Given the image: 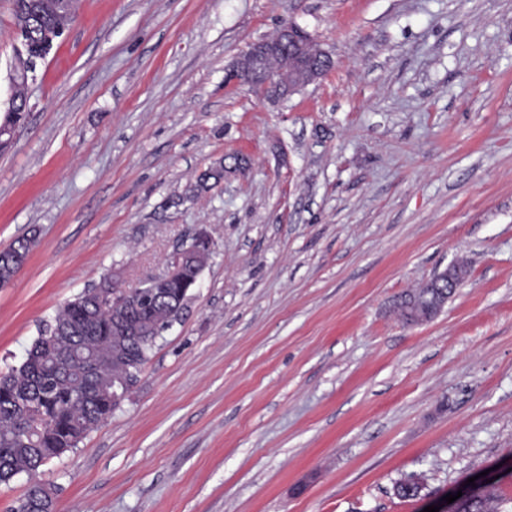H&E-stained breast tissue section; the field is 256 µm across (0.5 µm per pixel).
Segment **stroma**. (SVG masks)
<instances>
[{"mask_svg":"<svg viewBox=\"0 0 512 512\" xmlns=\"http://www.w3.org/2000/svg\"><path fill=\"white\" fill-rule=\"evenodd\" d=\"M328 74L273 101L226 68L282 22ZM17 45L0 0V100ZM0 152V373L43 320L206 233L181 321L112 417L32 482L59 512H423L512 497V0H78ZM250 160L207 192L198 175ZM451 265L442 311L397 299ZM424 476L420 498L394 484ZM36 245V234H25L16 238L8 249L0 251V285L8 282L10 268L6 267L7 261L15 259L16 254L28 256L33 247ZM1 279L3 284H1ZM465 275L457 266L452 265L442 272L437 273L428 283V288H442L441 283L447 285L448 291L454 294L461 287ZM425 283V284H426ZM424 284V285H425ZM460 498L453 503H446L443 508L439 509V512H455V507L456 512L512 511V498H506L502 494L498 480H492L491 483L479 485L471 494L464 496L458 502Z\"/></svg>","mask_w":512,"mask_h":512,"instance_id":"1","label":"stroma"}]
</instances>
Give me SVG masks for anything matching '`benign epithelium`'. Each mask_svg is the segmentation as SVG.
Masks as SVG:
<instances>
[{"instance_id": "obj_1", "label": "benign epithelium", "mask_w": 512, "mask_h": 512, "mask_svg": "<svg viewBox=\"0 0 512 512\" xmlns=\"http://www.w3.org/2000/svg\"><path fill=\"white\" fill-rule=\"evenodd\" d=\"M324 54L325 51L313 43L311 36L302 27L293 22H285L274 37L251 43L236 57L227 68L225 83L233 88L244 85L252 87L258 83L270 96L286 99L325 75L326 70L316 65L317 58ZM45 56L44 51L32 48L23 38L19 39L10 77L11 93L6 102L0 105V112L16 110L19 91L28 89L29 82L35 78L38 63ZM207 241L209 238L200 234L196 245L176 250L167 260L165 270L144 281L142 287H162L169 283L184 281L189 282L194 288L198 287L200 275L206 265L199 244ZM464 278V273L452 265L437 273L428 282V287L438 288L444 283L448 290L454 293L461 287ZM442 307L441 303L423 306L415 298L409 304V323L427 322Z\"/></svg>"}]
</instances>
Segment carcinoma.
<instances>
[{
    "label": "carcinoma",
    "mask_w": 512,
    "mask_h": 512,
    "mask_svg": "<svg viewBox=\"0 0 512 512\" xmlns=\"http://www.w3.org/2000/svg\"><path fill=\"white\" fill-rule=\"evenodd\" d=\"M67 0H33L32 17L14 15L26 26V38L40 40L42 24L62 25L68 18ZM36 234L16 238L0 251V281L11 269L15 255H29ZM122 292L103 287L87 288L67 302L40 330L23 362L0 374V484L21 474L31 475L49 460L78 447L94 429L112 417L121 400L112 389L130 388L156 343V333L179 321L190 297L188 288H169L161 296L145 289L139 296L145 313L137 320L142 332L124 336L117 331L112 298ZM418 475L400 478L395 494L403 499L420 496ZM52 494L33 485L11 506V512H55ZM456 512H512V498L502 494L499 481L479 485L456 505Z\"/></svg>",
    "instance_id": "1"
}]
</instances>
